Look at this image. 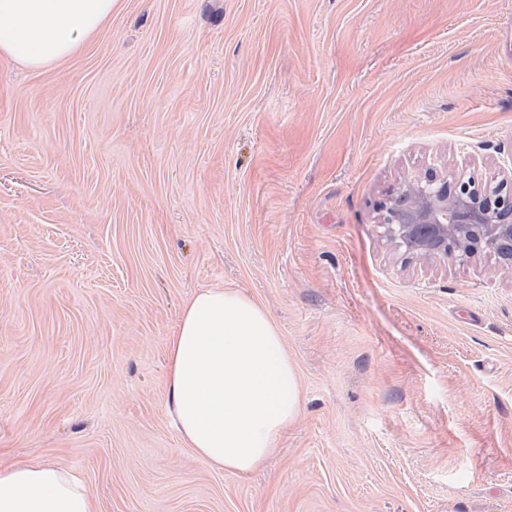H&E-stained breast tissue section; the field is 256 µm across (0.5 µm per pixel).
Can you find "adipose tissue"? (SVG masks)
Wrapping results in <instances>:
<instances>
[{"instance_id": "1", "label": "adipose tissue", "mask_w": 512, "mask_h": 512, "mask_svg": "<svg viewBox=\"0 0 512 512\" xmlns=\"http://www.w3.org/2000/svg\"><path fill=\"white\" fill-rule=\"evenodd\" d=\"M117 0H0V56L42 68L73 55ZM169 414L219 471L264 465L297 417L300 387L267 311L238 290L205 289L184 305L168 347ZM0 512H94L80 477L41 462L0 465Z\"/></svg>"}]
</instances>
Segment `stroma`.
<instances>
[{
	"mask_svg": "<svg viewBox=\"0 0 512 512\" xmlns=\"http://www.w3.org/2000/svg\"><path fill=\"white\" fill-rule=\"evenodd\" d=\"M512 0H118L0 60V463L97 512H512V269L405 259L428 170L512 166ZM278 327L299 414L247 477L173 427L198 291Z\"/></svg>",
	"mask_w": 512,
	"mask_h": 512,
	"instance_id": "stroma-1",
	"label": "stroma"
}]
</instances>
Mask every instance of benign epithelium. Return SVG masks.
I'll return each mask as SVG.
<instances>
[{
  "label": "benign epithelium",
  "instance_id": "obj_1",
  "mask_svg": "<svg viewBox=\"0 0 512 512\" xmlns=\"http://www.w3.org/2000/svg\"><path fill=\"white\" fill-rule=\"evenodd\" d=\"M411 203L401 209L390 195L379 205L383 236L404 254L466 262L495 257L502 242H512V167L501 176L442 178L433 173L399 187Z\"/></svg>",
  "mask_w": 512,
  "mask_h": 512
}]
</instances>
